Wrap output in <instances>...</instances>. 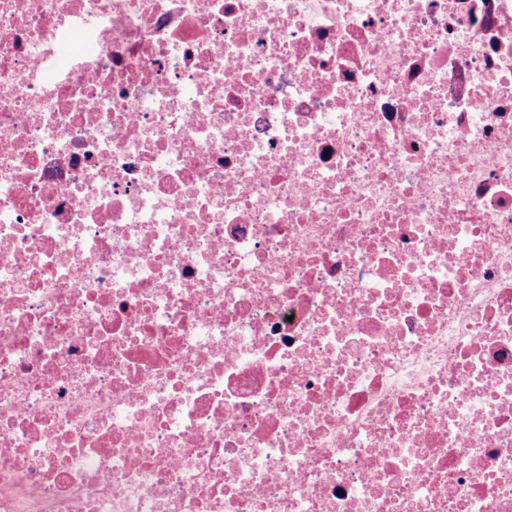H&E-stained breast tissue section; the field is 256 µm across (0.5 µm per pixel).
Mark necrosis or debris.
<instances>
[{"label":"necrosis or debris","instance_id":"4bbe7bcc","mask_svg":"<svg viewBox=\"0 0 512 512\" xmlns=\"http://www.w3.org/2000/svg\"><path fill=\"white\" fill-rule=\"evenodd\" d=\"M0 512H512V0H0Z\"/></svg>","mask_w":512,"mask_h":512}]
</instances>
